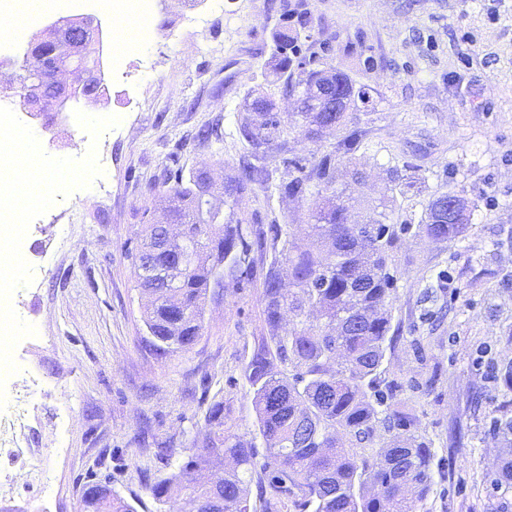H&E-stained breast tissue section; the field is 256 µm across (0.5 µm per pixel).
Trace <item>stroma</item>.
Instances as JSON below:
<instances>
[{
	"mask_svg": "<svg viewBox=\"0 0 512 512\" xmlns=\"http://www.w3.org/2000/svg\"><path fill=\"white\" fill-rule=\"evenodd\" d=\"M205 29L169 37L182 13L156 0L158 29L131 57L130 78L112 70L109 18L87 0L83 14L102 29L99 98H73L64 112L31 116L18 74L40 28L12 52L0 51V106L19 112L41 136L43 152L82 158L92 138L75 111L119 117L107 147L105 189L58 197L29 225L24 255L30 284L13 302L37 333L15 347L19 377L5 383L0 448L8 447L12 410L26 408V453L0 457L12 496L0 512H78L89 477H110L136 512H179V498L157 510L149 482L170 474L195 450L194 423L213 398L224 400L232 433L250 440L255 415L243 368L266 333L260 282L207 298L203 334L186 350L156 354L143 323L144 297L126 245L143 224H163L160 198L172 170L203 169L214 183L248 159L232 130L251 89L264 84L273 36L285 20L279 0H223ZM312 23L302 46L326 47L329 61L376 99L368 145L337 165V182L363 174L355 220L392 196L394 174L417 167V192L398 198L406 227L393 264L397 340L385 364L402 382L398 399L418 418L436 452L431 512H512L493 489L507 446L491 428L512 389L497 370L512 362V0H306ZM223 139L204 143L202 126ZM468 202L461 239L437 241L417 230L434 194ZM311 201L267 197L242 203L246 217H287L302 239ZM174 439L172 456L157 448Z\"/></svg>",
	"mask_w": 512,
	"mask_h": 512,
	"instance_id": "1",
	"label": "stroma"
}]
</instances>
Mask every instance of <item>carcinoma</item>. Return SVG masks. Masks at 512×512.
Listing matches in <instances>:
<instances>
[{
	"mask_svg": "<svg viewBox=\"0 0 512 512\" xmlns=\"http://www.w3.org/2000/svg\"><path fill=\"white\" fill-rule=\"evenodd\" d=\"M292 24L274 35L268 63L283 91L306 93L304 108L292 113L290 125L308 141L320 131L336 132L332 150L319 159L284 158L283 171L268 166L272 147L282 146L287 131L275 99L263 92L248 102L238 133L251 160L238 173L224 176V192L216 196L206 172L188 180L175 178L162 198L173 227L143 224L128 249L136 278H141L143 249L157 248L154 265L181 267L172 284L143 289V317L156 349L169 354L186 349L202 330L203 305L210 292L253 280L262 262V301L268 334L255 343L244 377L255 414V430L265 443V460L255 445L224 432V401L207 410L197 431L201 448L169 476L150 484L156 504L173 491L182 494L181 512H208L224 504V512H251L250 477L263 475L273 495L293 497L304 512H429L435 452L418 433L412 410L396 401L401 384L385 377L383 364L391 349V297L396 275L392 254L399 240L393 208L379 205L368 224L351 219L352 183L336 189V158L346 159L364 145L365 108L374 105L349 75L330 64L300 54L301 33L311 24L305 0H283ZM343 99L340 111L327 110L328 98ZM260 186L282 198L314 197L307 233L298 242L288 225H258L246 219L243 198ZM428 204L418 229L441 241L457 239L462 224H434L437 202ZM291 327L280 333L282 313ZM398 430L375 444L381 430ZM378 446L377 462L368 463L357 449ZM223 454L230 466L217 476L211 457ZM102 486L93 502L82 500L81 512H136L134 506Z\"/></svg>",
	"mask_w": 512,
	"mask_h": 512,
	"instance_id": "obj_1",
	"label": "carcinoma"
}]
</instances>
